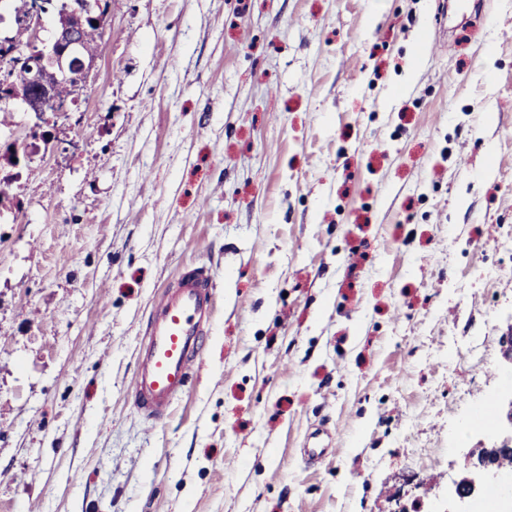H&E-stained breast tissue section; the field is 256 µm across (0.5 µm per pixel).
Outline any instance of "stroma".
<instances>
[{"label": "stroma", "mask_w": 512, "mask_h": 512, "mask_svg": "<svg viewBox=\"0 0 512 512\" xmlns=\"http://www.w3.org/2000/svg\"><path fill=\"white\" fill-rule=\"evenodd\" d=\"M76 100L0 167V512H431L506 378L512 0H112ZM190 264L215 331L150 428ZM215 283L205 266L187 268L151 306L129 393L132 408L151 424L164 422L204 356L215 323Z\"/></svg>", "instance_id": "obj_1"}]
</instances>
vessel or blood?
Listing matches in <instances>:
<instances>
[{"mask_svg":"<svg viewBox=\"0 0 512 512\" xmlns=\"http://www.w3.org/2000/svg\"><path fill=\"white\" fill-rule=\"evenodd\" d=\"M215 299L212 271L195 266L153 303L129 393L132 408L143 420L164 422L174 401L187 391L210 340Z\"/></svg>","mask_w":512,"mask_h":512,"instance_id":"1","label":"vessel or blood"}]
</instances>
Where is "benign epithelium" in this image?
<instances>
[{
	"instance_id": "1",
	"label": "benign epithelium",
	"mask_w": 512,
	"mask_h": 512,
	"mask_svg": "<svg viewBox=\"0 0 512 512\" xmlns=\"http://www.w3.org/2000/svg\"><path fill=\"white\" fill-rule=\"evenodd\" d=\"M47 12L45 0H28L27 10L17 22V33L0 37V42L17 45L20 42L35 49L37 60L33 61L20 55L14 61L5 60L0 64V98L19 100L24 110L33 117V123L27 128L22 139L33 150L37 142L47 137L44 127L51 117L66 116L76 103L77 85L70 83L46 82L42 78L46 67L63 62L68 54L79 56L82 75H87L97 63L95 58L80 55V42L75 30L82 24L78 20L53 30L47 39L42 37L44 31L43 17ZM23 68V78H15L18 68ZM39 85L37 95H32L31 88ZM502 415L496 432L489 440V445L468 448L463 452L467 475L455 480L447 489L446 509L443 512H469L470 500L485 486L491 478L512 477L503 473L498 464L491 461L492 451H512V394L498 399Z\"/></svg>"
}]
</instances>
